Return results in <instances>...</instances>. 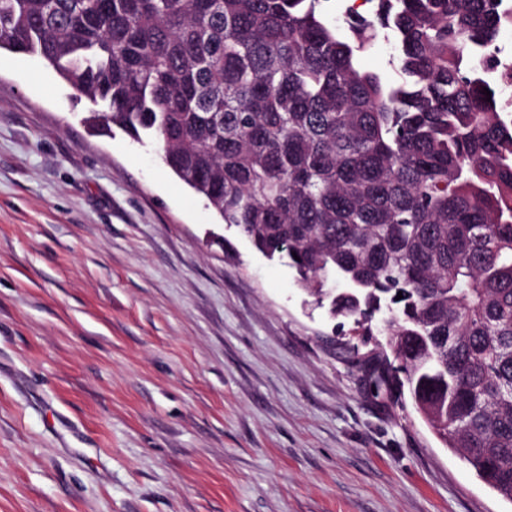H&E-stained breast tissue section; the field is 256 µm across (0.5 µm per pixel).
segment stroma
<instances>
[{"mask_svg":"<svg viewBox=\"0 0 512 512\" xmlns=\"http://www.w3.org/2000/svg\"><path fill=\"white\" fill-rule=\"evenodd\" d=\"M41 57L0 53V512H512Z\"/></svg>","mask_w":512,"mask_h":512,"instance_id":"obj_1","label":"stroma"}]
</instances>
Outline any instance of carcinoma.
Instances as JSON below:
<instances>
[{
  "label": "carcinoma",
  "instance_id": "cac0c4a2",
  "mask_svg": "<svg viewBox=\"0 0 512 512\" xmlns=\"http://www.w3.org/2000/svg\"><path fill=\"white\" fill-rule=\"evenodd\" d=\"M367 2L344 39L323 0H0V50L43 58L102 130L154 137L364 342L386 310L352 364L512 501V117L480 67L506 6ZM381 37L394 78L359 66Z\"/></svg>",
  "mask_w": 512,
  "mask_h": 512
}]
</instances>
